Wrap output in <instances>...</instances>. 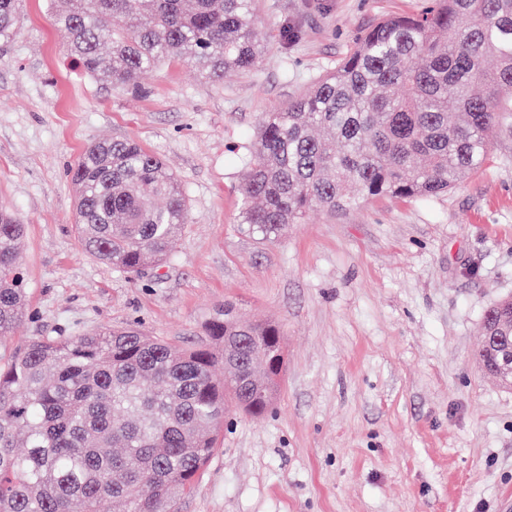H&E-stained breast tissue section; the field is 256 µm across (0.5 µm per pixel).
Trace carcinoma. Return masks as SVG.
Instances as JSON below:
<instances>
[{
	"label": "carcinoma",
	"instance_id": "carcinoma-1",
	"mask_svg": "<svg viewBox=\"0 0 512 512\" xmlns=\"http://www.w3.org/2000/svg\"><path fill=\"white\" fill-rule=\"evenodd\" d=\"M52 24L84 76L131 93L167 59L210 81L250 69L264 44L254 0H49ZM22 0H0V40L18 30ZM496 67H487V59ZM512 131V0H424L382 19L336 68L265 113L242 173L239 229L272 242L309 211L330 214L376 198L446 192L489 160ZM86 250L136 276L173 255L189 223L183 188L132 139L97 141L72 173ZM25 226L0 207V339L19 327L26 288L17 250ZM512 302L493 304L484 336ZM207 333L248 336L228 375L224 350L177 348L128 328L36 336L0 354V512H179L213 456L207 429L228 403L264 415L274 394L252 397L270 323L238 320L226 305Z\"/></svg>",
	"mask_w": 512,
	"mask_h": 512
}]
</instances>
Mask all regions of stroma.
I'll use <instances>...</instances> for the list:
<instances>
[{
	"label": "stroma",
	"mask_w": 512,
	"mask_h": 512,
	"mask_svg": "<svg viewBox=\"0 0 512 512\" xmlns=\"http://www.w3.org/2000/svg\"><path fill=\"white\" fill-rule=\"evenodd\" d=\"M421 0H256L266 44L223 82L180 60L146 95L84 77L25 0L0 41V206L25 224L27 306L0 350L133 326L210 343L224 304L283 334L261 418L229 409L181 512H512V389L477 358L486 309L512 297V133L448 192L315 211L262 245L238 228L242 166L265 112L336 67L381 18ZM130 138L177 174L189 224L173 258L130 277L87 254L70 170Z\"/></svg>",
	"instance_id": "stroma-1"
}]
</instances>
